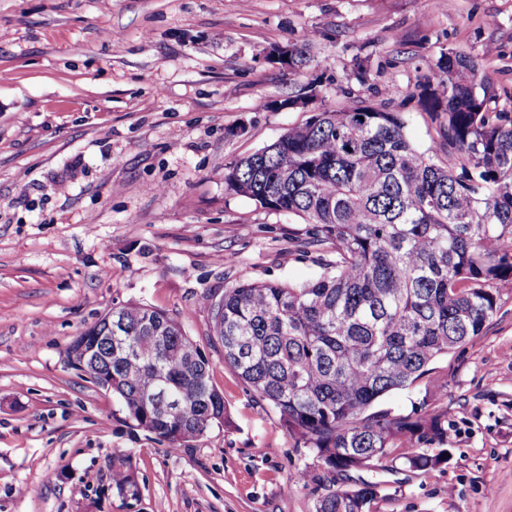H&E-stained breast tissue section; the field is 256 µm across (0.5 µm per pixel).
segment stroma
<instances>
[{"label":"stroma","instance_id":"obj_1","mask_svg":"<svg viewBox=\"0 0 512 512\" xmlns=\"http://www.w3.org/2000/svg\"><path fill=\"white\" fill-rule=\"evenodd\" d=\"M287 42L306 43L304 74L267 60ZM448 51L512 106V0H0V512H314L295 476L326 470L225 365L200 298L314 279L320 256L300 217L228 194L224 169L307 120L264 104L311 80L332 106L401 113L410 143L446 162L410 92ZM132 301L205 351L230 425L170 449L68 364L75 336ZM437 367L445 389L380 407L447 412L450 464L337 485L378 484L373 512H512V285ZM118 455L138 498L112 485Z\"/></svg>","mask_w":512,"mask_h":512}]
</instances>
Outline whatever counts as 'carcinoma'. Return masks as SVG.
<instances>
[{
	"label": "carcinoma",
	"instance_id": "1",
	"mask_svg": "<svg viewBox=\"0 0 512 512\" xmlns=\"http://www.w3.org/2000/svg\"><path fill=\"white\" fill-rule=\"evenodd\" d=\"M288 70L308 67L288 44ZM309 83L280 101H314ZM411 95L436 125L441 165L416 150L405 121L363 98L324 105L272 144L227 166L225 190L309 225L331 259L300 283L243 282L202 298L224 363L288 435L332 475L315 512H370L377 484L338 488V472L448 463V413L393 414L391 392L442 389L433 364L480 335L512 283V113L494 111L493 82L448 52ZM95 356L136 427L177 449L229 423L210 363L179 321L152 306L112 308L76 336L67 358ZM118 493L138 495L127 460L112 461Z\"/></svg>",
	"mask_w": 512,
	"mask_h": 512
}]
</instances>
